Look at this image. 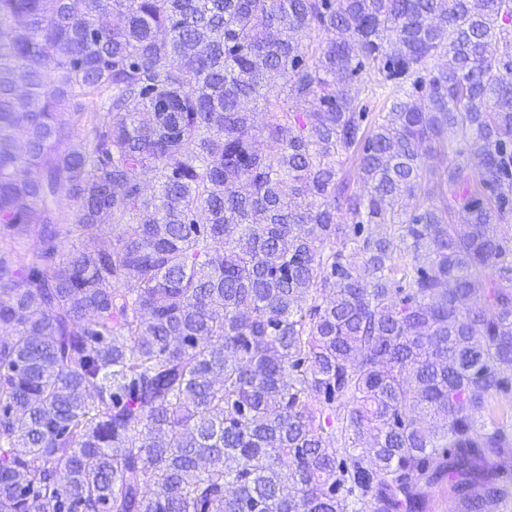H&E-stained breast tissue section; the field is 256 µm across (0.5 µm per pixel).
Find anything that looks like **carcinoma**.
<instances>
[{
  "mask_svg": "<svg viewBox=\"0 0 512 512\" xmlns=\"http://www.w3.org/2000/svg\"><path fill=\"white\" fill-rule=\"evenodd\" d=\"M511 211L512 0H0V512H504ZM455 148V144L452 147L448 146L447 152L425 159L427 176L424 177L422 182V186L424 188L432 185V181L435 178L434 173L442 172L446 167H448L449 164L462 160V157H458L456 155L454 151Z\"/></svg>",
  "mask_w": 512,
  "mask_h": 512,
  "instance_id": "carcinoma-1",
  "label": "carcinoma"
}]
</instances>
